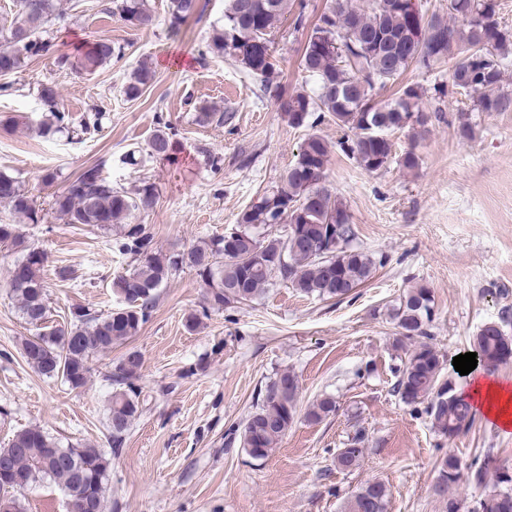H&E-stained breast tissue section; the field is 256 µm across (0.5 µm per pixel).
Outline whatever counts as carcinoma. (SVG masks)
<instances>
[{"mask_svg":"<svg viewBox=\"0 0 512 512\" xmlns=\"http://www.w3.org/2000/svg\"><path fill=\"white\" fill-rule=\"evenodd\" d=\"M385 2L379 9L373 3L359 8L352 0H329L307 37L300 62L302 70L316 79L317 90L312 95L299 91L280 102L288 124L296 128L308 125L319 110L330 112L336 125L354 132L343 149L369 173L385 170L393 162L407 171L419 166L412 149L399 157L393 154L389 133L427 123L429 116L420 106L423 88L405 86L383 105L373 99L376 86L398 80L410 66L428 69L449 63L452 85L476 95L473 103L478 112H502L512 100L501 92V60L512 53V31L502 25L498 0H448L446 21L423 11L413 17L401 0ZM59 5L60 0H14L11 22L0 31V78L19 72L27 60L50 50L44 34L59 15ZM287 9L288 0H225L224 24L213 29L206 53L234 59L260 80L266 92H277L278 69L269 35ZM115 10L123 21L140 28L155 22L147 0H116ZM199 12V0H170L169 25L178 30ZM474 13L482 15L483 22L471 26L466 19ZM121 55V47L100 39L87 43L77 60L63 56L59 64L92 74ZM153 78L152 67L141 63L124 86L125 96L139 98ZM38 93L45 112L38 123L40 134L65 132L81 140L100 129L101 112L87 115L75 126L54 87L45 85ZM194 121L199 126L221 124L224 113L201 103L195 107ZM150 149L155 156H169L170 133L157 130ZM330 154L323 137L307 135L279 183L246 207L237 224L222 236L176 252L155 247L149 225L124 223L133 212L155 206L154 184L117 188L103 176L101 165L84 167L53 195L52 210L65 224L90 226L105 235L112 225H120L115 246L134 265L112 282L121 307L106 314L75 307L61 326L49 325L47 285L41 274L47 254L26 244L17 225L0 224V247L23 253L9 268L8 279L23 321L34 330L22 344L26 362L49 379L59 378L73 389L85 387L92 358L136 336L151 316L159 289L185 268L194 270L207 288L211 309L251 302L276 280L306 296L348 298L384 260L352 246L355 232L347 208L324 185ZM0 204L33 224L41 221L33 197L17 179L2 172ZM433 316L431 291L424 286L409 289L393 308L396 346L404 351L395 370V391L402 403L423 410L435 433L451 439L471 431L476 413L466 399L455 395L452 381L441 376L443 356L427 341ZM473 346L477 357L494 368L512 362V336L496 322L481 326ZM141 366L140 352L130 349L105 376L112 387L107 417L110 451L65 445L39 428L16 432L0 448V459H9L11 465L10 489L0 486V512H23L14 491L44 478L61 485L72 512H106L112 456L123 448L139 413ZM298 394L297 376L281 372L267 385L255 411L228 434L227 444L240 442L256 460L268 457L294 423ZM335 412L336 400L325 396L307 408L305 418L317 423ZM364 442L358 431L337 449L336 468L356 469ZM507 472L506 468L496 472V484L506 489L484 494L470 512H512V475ZM486 476L485 467L468 465L450 452L439 463L435 489L445 494L463 478L481 486ZM388 498L384 482L369 480L349 497L344 512H386Z\"/></svg>","mask_w":512,"mask_h":512,"instance_id":"1","label":"carcinoma"}]
</instances>
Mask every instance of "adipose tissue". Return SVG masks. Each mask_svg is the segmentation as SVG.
Wrapping results in <instances>:
<instances>
[{
  "label": "adipose tissue",
  "mask_w": 512,
  "mask_h": 512,
  "mask_svg": "<svg viewBox=\"0 0 512 512\" xmlns=\"http://www.w3.org/2000/svg\"><path fill=\"white\" fill-rule=\"evenodd\" d=\"M460 394L503 431L512 432V378L476 367L465 377Z\"/></svg>",
  "instance_id": "1"
}]
</instances>
